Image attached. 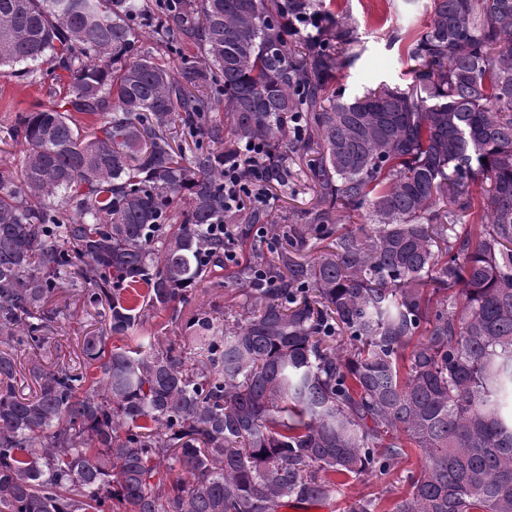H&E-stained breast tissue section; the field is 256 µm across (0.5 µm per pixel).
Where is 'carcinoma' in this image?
<instances>
[{
	"label": "carcinoma",
	"instance_id": "1",
	"mask_svg": "<svg viewBox=\"0 0 512 512\" xmlns=\"http://www.w3.org/2000/svg\"><path fill=\"white\" fill-rule=\"evenodd\" d=\"M311 13L318 36L288 32ZM411 38L408 86L346 97L356 29L318 0H0V75L51 61L67 83L0 170V512H279L409 448L390 512H512V0H432ZM75 113L102 121L84 135ZM246 144L270 185L314 153L316 202L249 258L240 313L194 317L193 364L146 349L124 291L176 318L224 269L210 225L239 242L267 220L224 207ZM354 216L364 240L336 234ZM68 267L104 326L19 394Z\"/></svg>",
	"mask_w": 512,
	"mask_h": 512
}]
</instances>
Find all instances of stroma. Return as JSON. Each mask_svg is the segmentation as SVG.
<instances>
[{"instance_id": "35a3bbf8", "label": "stroma", "mask_w": 512, "mask_h": 512, "mask_svg": "<svg viewBox=\"0 0 512 512\" xmlns=\"http://www.w3.org/2000/svg\"><path fill=\"white\" fill-rule=\"evenodd\" d=\"M431 0H331L330 10L350 17L357 29V58L345 69L339 83L347 94L355 95L379 84L408 85L411 81L413 60L408 56L407 34L422 29L429 19ZM49 65L33 67L24 77L0 76V168L15 166L22 145L16 142L12 130L21 117L45 106L63 94L61 85L49 76ZM303 159H289L294 177L284 187H273L269 193L271 205L267 209L269 222L288 225L301 222L311 192L302 173ZM66 303L53 326L48 344L30 346L19 353L15 388L26 393L34 389L32 367L50 368L59 365H78L84 336L102 325L95 307L85 295L82 280L70 271H62ZM244 281L238 269L215 276L211 287L199 289L186 304L179 319H172L170 311L146 309L144 287L127 293L135 308L144 310L142 332L154 343L169 344L174 337H182L184 351H191L189 319L196 311H209L217 317L236 313L242 300ZM421 461L416 450H409L406 458L384 474L366 473L343 487L332 498L306 505L304 512H349L359 498L374 501L379 512H386L392 501L409 490V472L419 471Z\"/></svg>"}]
</instances>
